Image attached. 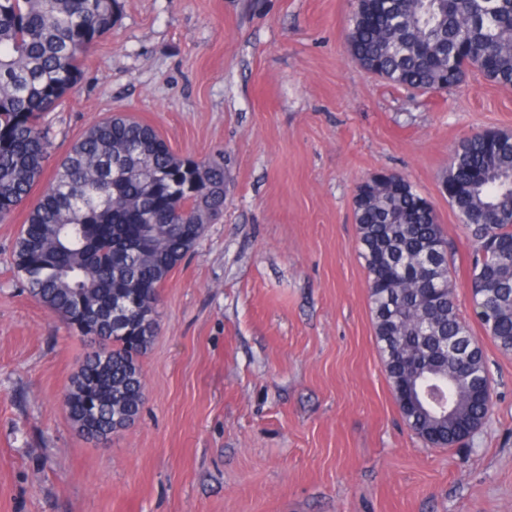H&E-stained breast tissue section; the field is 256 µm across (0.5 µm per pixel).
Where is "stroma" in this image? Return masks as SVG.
Here are the masks:
<instances>
[{"instance_id": "1", "label": "stroma", "mask_w": 512, "mask_h": 512, "mask_svg": "<svg viewBox=\"0 0 512 512\" xmlns=\"http://www.w3.org/2000/svg\"><path fill=\"white\" fill-rule=\"evenodd\" d=\"M354 0H120L48 116L54 160L127 114L224 161V212L161 288L145 399L97 446L64 394L89 351L24 291L0 223V512H512V353L472 319L471 238L441 192L465 137L512 133V90L470 73L415 94L347 51ZM378 172L433 205L456 251L492 409L436 448L403 420L377 345L353 198Z\"/></svg>"}]
</instances>
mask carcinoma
<instances>
[{"instance_id":"carcinoma-1","label":"carcinoma","mask_w":512,"mask_h":512,"mask_svg":"<svg viewBox=\"0 0 512 512\" xmlns=\"http://www.w3.org/2000/svg\"><path fill=\"white\" fill-rule=\"evenodd\" d=\"M119 8V0H0L1 223L42 176L51 148L44 118L77 83L81 56L112 29ZM346 41L366 73L396 86L448 91L477 70L512 89V0H356ZM442 183L474 242V315L511 353L512 134L465 138ZM223 210L224 163L180 157L126 116L89 127L57 163L13 264L33 298L96 344L64 395L84 438L100 444L138 418L160 288ZM353 213L391 387L434 385L453 408L438 420L410 401L402 417L432 446L459 443L487 420L491 385L455 302V246L432 204L393 175L360 190ZM427 249L436 255L421 267Z\"/></svg>"}]
</instances>
